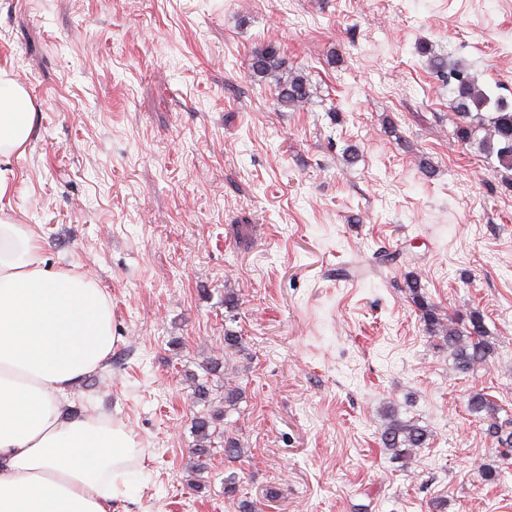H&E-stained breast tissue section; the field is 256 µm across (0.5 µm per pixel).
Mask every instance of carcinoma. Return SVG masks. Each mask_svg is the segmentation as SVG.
I'll use <instances>...</instances> for the list:
<instances>
[{"mask_svg": "<svg viewBox=\"0 0 512 512\" xmlns=\"http://www.w3.org/2000/svg\"><path fill=\"white\" fill-rule=\"evenodd\" d=\"M418 52L429 57L431 68L440 74L455 94L452 120L456 137L464 144L470 143L477 139L482 126L489 124L493 135L482 140L483 149L487 156L496 157L500 167L512 171V103L496 95L492 89L485 91L477 88L465 68L448 66L444 58L436 55L429 45H420ZM248 69L254 77L273 80L278 101L283 106H297L310 99L308 79L288 69L279 51L271 45L252 51ZM406 287L409 298L420 312L426 332L450 351L457 372L465 374L491 357L494 346L486 337L487 331L480 313H470L469 324L464 329L451 328L443 321L439 309L427 300L416 276L407 277ZM469 406L475 413H486L488 432L501 444L512 447V432L503 431L496 418V408L485 396L472 397ZM221 420V413L202 414L195 418L194 428L199 443L192 449L194 471L207 469L212 451L211 438ZM428 439V431L417 422L401 420L393 413L389 415L380 437L382 445L400 458L424 447Z\"/></svg>", "mask_w": 512, "mask_h": 512, "instance_id": "obj_1", "label": "carcinoma"}]
</instances>
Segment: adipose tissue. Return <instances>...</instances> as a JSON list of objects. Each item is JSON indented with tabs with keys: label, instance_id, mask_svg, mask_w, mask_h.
I'll use <instances>...</instances> for the list:
<instances>
[{
	"label": "adipose tissue",
	"instance_id": "ef3b65f1",
	"mask_svg": "<svg viewBox=\"0 0 512 512\" xmlns=\"http://www.w3.org/2000/svg\"><path fill=\"white\" fill-rule=\"evenodd\" d=\"M37 114L0 71V156L22 155ZM112 301L89 275L49 269L41 239L0 217V512H112L134 438L63 410L112 350Z\"/></svg>",
	"mask_w": 512,
	"mask_h": 512
}]
</instances>
